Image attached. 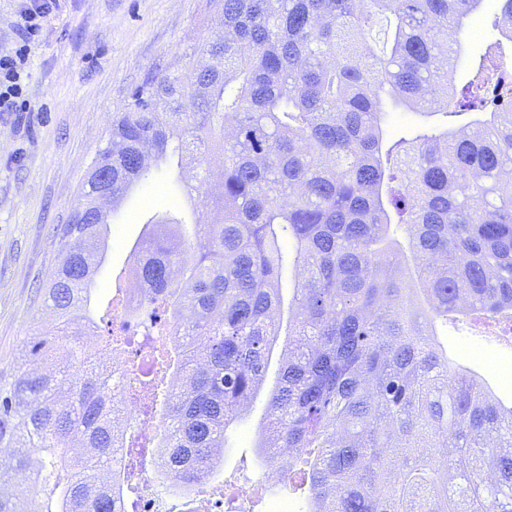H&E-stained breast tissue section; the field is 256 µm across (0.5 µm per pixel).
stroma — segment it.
Here are the masks:
<instances>
[{
	"label": "stroma",
	"instance_id": "stroma-1",
	"mask_svg": "<svg viewBox=\"0 0 512 512\" xmlns=\"http://www.w3.org/2000/svg\"><path fill=\"white\" fill-rule=\"evenodd\" d=\"M500 0H482L476 38H463L466 55L455 85L472 79L480 56L512 43L495 25ZM217 32L210 0H58L32 43L26 109L0 112V370L9 368L35 327H50L42 288L60 262L53 229L68 223L92 160L107 142L114 113L125 111L133 90L148 77L177 69L185 52ZM176 165L154 169L112 213L104 259L95 275L97 300L112 297L127 277L132 253L156 213L188 218L172 192ZM449 359L469 367L504 405H512V333L464 320L438 327ZM280 377L272 358L262 388L224 441V480L251 484L266 464L256 443L271 390Z\"/></svg>",
	"mask_w": 512,
	"mask_h": 512
}]
</instances>
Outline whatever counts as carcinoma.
<instances>
[{
    "mask_svg": "<svg viewBox=\"0 0 512 512\" xmlns=\"http://www.w3.org/2000/svg\"><path fill=\"white\" fill-rule=\"evenodd\" d=\"M481 2L217 0L215 37L134 89L92 162L115 201L190 159L178 194L210 220H153L133 268L148 292L99 311L108 213L89 173L57 230L55 323L0 371V486L24 472L56 489L46 512H126L125 449L152 446L155 473L191 489L263 383L292 268L257 447L271 464L275 438L296 449L288 488L307 491L306 512H512V406L435 339L453 314L512 327V96L486 101L484 63L466 96L448 79V30ZM498 25L512 41V0ZM388 104L483 117L395 138ZM117 317L172 337L137 383L164 424L153 442L118 427L112 365L84 347L102 324L105 347L137 362ZM0 512L25 498L0 494Z\"/></svg>",
    "mask_w": 512,
    "mask_h": 512,
    "instance_id": "obj_1",
    "label": "carcinoma"
}]
</instances>
